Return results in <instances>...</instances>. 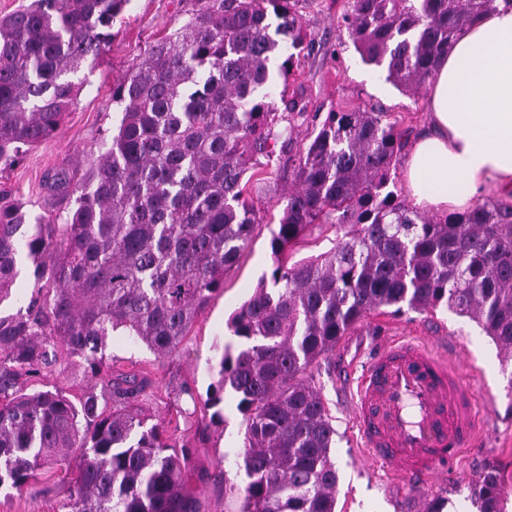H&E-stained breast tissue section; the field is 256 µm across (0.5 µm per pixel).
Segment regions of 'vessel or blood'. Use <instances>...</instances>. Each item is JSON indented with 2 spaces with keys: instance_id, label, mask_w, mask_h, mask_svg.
Listing matches in <instances>:
<instances>
[{
  "instance_id": "b4317fda",
  "label": "vessel or blood",
  "mask_w": 512,
  "mask_h": 512,
  "mask_svg": "<svg viewBox=\"0 0 512 512\" xmlns=\"http://www.w3.org/2000/svg\"><path fill=\"white\" fill-rule=\"evenodd\" d=\"M348 386L367 458L396 476L402 490L429 487L473 444L475 384L446 347L397 337Z\"/></svg>"
}]
</instances>
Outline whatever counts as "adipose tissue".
<instances>
[{
  "label": "adipose tissue",
  "mask_w": 512,
  "mask_h": 512,
  "mask_svg": "<svg viewBox=\"0 0 512 512\" xmlns=\"http://www.w3.org/2000/svg\"><path fill=\"white\" fill-rule=\"evenodd\" d=\"M426 109L430 130L405 169L418 209L452 212L512 191V8L478 18L439 57Z\"/></svg>",
  "instance_id": "adipose-tissue-1"
}]
</instances>
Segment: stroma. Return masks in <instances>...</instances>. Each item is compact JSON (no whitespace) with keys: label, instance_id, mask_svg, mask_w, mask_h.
<instances>
[{"label":"stroma","instance_id":"35a3bbf8","mask_svg":"<svg viewBox=\"0 0 512 512\" xmlns=\"http://www.w3.org/2000/svg\"><path fill=\"white\" fill-rule=\"evenodd\" d=\"M197 7V0H131L114 22L112 40L102 55L83 64L75 74L81 89L64 121L15 165L0 171V184L12 187L32 214L54 210L45 189L47 174L69 162L89 164L92 145L110 136L121 118L119 107L112 102L113 85L145 59L155 41L181 27ZM348 7V0H300L310 45L273 91L298 101L309 120L297 125L288 152L275 153L266 181L255 185L259 223L253 241L225 272L223 290L198 311L179 352L158 358L121 331L109 336L104 350L114 373L133 374L146 382L144 392L131 400V407L148 423L164 425L171 441L192 449L188 484L201 512H236L238 508L234 499L225 496L224 485L245 478L236 457L243 444L242 416L230 390L224 394L222 420H211L209 413L202 411L187 423L182 414L194 404L204 403L218 378L224 352L241 348L227 321L249 299L260 279L271 274L269 241L286 203L289 152L302 148L313 124L322 123L331 112L353 108L387 112L413 134L426 122L424 94L400 91L386 81L383 71L361 61L341 20ZM399 334L429 339L444 336L465 348L464 371L475 377L482 434L475 446L465 451L458 469L437 479L431 495L447 500L445 512H472L469 483L488 465H499L512 483V371L506 370L502 352L476 323L444 308L429 315L394 313L386 308L373 312L342 336L332 354L314 368L313 384L336 428L332 450L339 476L336 512L423 510L422 502L397 492L389 475L362 455L359 431L344 390L350 372L361 369L381 344ZM94 385L84 364L74 358L67 366L31 378L24 390L58 389L75 401ZM83 454V449H72L69 464L39 471L23 488L0 487V512H66L75 465Z\"/></svg>","mask_w":512,"mask_h":512}]
</instances>
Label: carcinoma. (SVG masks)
<instances>
[{
  "label": "carcinoma",
  "instance_id": "1",
  "mask_svg": "<svg viewBox=\"0 0 512 512\" xmlns=\"http://www.w3.org/2000/svg\"><path fill=\"white\" fill-rule=\"evenodd\" d=\"M298 0H199L175 33L112 86L121 119L97 143L83 174L65 164L51 191L73 201L67 217L31 216L0 188V304L22 267L34 279L24 311L0 317V486L86 449L69 512H199L187 488L191 451H169L160 425L125 404L142 389L112 376L104 350L117 329L158 357L179 351L197 311L259 224L247 173L259 176L288 146L298 103L271 98L279 59L286 76L306 40ZM512 0H351L343 17L368 65L415 93L436 61L483 14ZM130 0H32L0 18V165L41 143L75 104L72 79L97 59ZM407 131L387 112H331L288 158L293 185L270 239L272 287L260 282L229 329L204 403L222 418L224 391L245 425L246 480L225 486L236 512H335L336 429L312 367L371 311L444 307L475 322L512 360V193L463 212L425 215L387 190ZM312 224L336 244L288 263ZM81 356L104 400L87 393H22L21 377ZM475 512H506L503 475L470 482Z\"/></svg>",
  "mask_w": 512,
  "mask_h": 512
}]
</instances>
